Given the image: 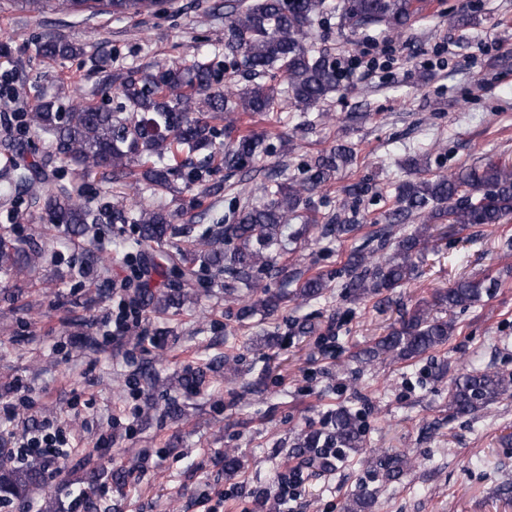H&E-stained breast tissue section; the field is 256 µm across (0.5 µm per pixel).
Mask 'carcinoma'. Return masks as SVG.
Segmentation results:
<instances>
[{
    "instance_id": "obj_1",
    "label": "carcinoma",
    "mask_w": 512,
    "mask_h": 512,
    "mask_svg": "<svg viewBox=\"0 0 512 512\" xmlns=\"http://www.w3.org/2000/svg\"><path fill=\"white\" fill-rule=\"evenodd\" d=\"M15 7L45 13L58 8H97L118 17L136 15L157 5L155 0H12ZM231 19L224 29V56L241 59L250 77L241 87L221 86L211 66L194 61L184 67L133 70L113 78L117 82L116 102L64 103L60 97L37 99L29 115V126L40 132L48 150L41 162L13 163L17 171L15 188L24 189L32 174L40 173L34 195L47 223L67 234L82 236L88 225L133 224L137 236L114 246L115 250L137 253L152 250L154 270L173 282L167 290L147 293L155 310L179 309L197 297V266L216 269L229 279L227 287L238 284L251 296L240 302L239 320L257 314L275 316L289 301L300 304L325 298L330 283L322 274L304 279L287 292L272 289L264 280L284 276L285 267L271 251L285 238L288 223L297 212L310 207L312 194L354 159L352 148L338 145L306 165L300 178L272 179L262 188V201L232 210L223 231L188 244L175 242L176 214L163 208H125L79 203L72 189L51 177L46 168L54 161L74 165V175L86 178L97 173L113 181L135 177L155 197L183 192L214 172H240L254 165L267 152L263 138L237 127L239 113L264 114L279 107L286 97L298 118L306 122L330 95L340 91L335 62L313 49L310 42L314 22L328 8L327 0H251L240 7L231 4ZM342 23L356 28L383 24L401 35L417 11L415 0H340L336 5ZM84 52L80 43L41 37L35 40V56L64 61ZM269 80H263V77ZM261 81H255V78ZM223 124L219 129L216 123ZM224 140H219V137ZM406 178L394 188V202L380 220L392 227L411 217L420 224L409 233L390 241L380 236V248L393 244L392 253L375 257L366 245L353 247L336 270L343 279L345 300L361 303L404 286L418 270L417 259L427 249L434 224L445 222L460 227L501 224L512 215V163L489 160L462 167L449 174L429 173L428 161L417 156L405 160ZM184 181L179 187L177 180ZM376 187L362 180L347 185L342 207L350 217H329L323 234H350L360 227L356 205ZM42 259L34 244H15L10 233H0V279L13 281ZM496 281L490 278L458 281L434 301L448 309H468L490 295ZM455 324L434 315L430 303L421 301L411 313L389 327L386 335L374 339L363 350L366 362L379 359L408 361L448 342ZM205 382L201 370L187 371L169 383L171 388L199 387ZM505 397H512V373L492 369H465L448 389V411L456 417H474ZM365 434L358 417L341 407L323 428L301 433L296 447L307 457L319 448L364 449ZM379 465L401 474L408 464L405 454L384 450ZM114 472L93 469L81 479L86 494L91 487ZM40 467L23 469L0 466V507L23 504L30 491L41 484ZM374 500L367 493L352 498L346 512H370Z\"/></svg>"
}]
</instances>
